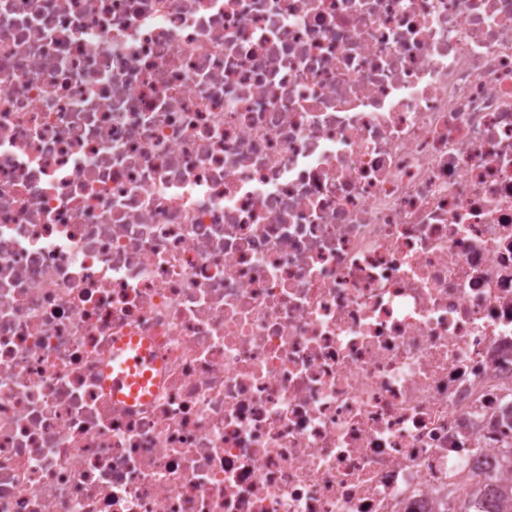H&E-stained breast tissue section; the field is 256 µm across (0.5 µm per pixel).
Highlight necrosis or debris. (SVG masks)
<instances>
[{"label":"necrosis or debris","mask_w":512,"mask_h":512,"mask_svg":"<svg viewBox=\"0 0 512 512\" xmlns=\"http://www.w3.org/2000/svg\"><path fill=\"white\" fill-rule=\"evenodd\" d=\"M510 436L512 0H0V512H443ZM112 362V394L120 398H126L125 391L131 384L126 374V368L133 362L141 365H153L146 348L136 349L133 345L131 349H128L125 343L115 347L112 352ZM130 389L131 394L134 395L137 387L131 386Z\"/></svg>","instance_id":"4bbe7bcc"}]
</instances>
